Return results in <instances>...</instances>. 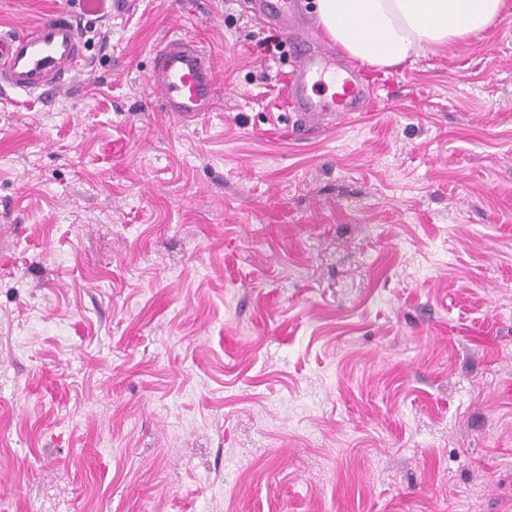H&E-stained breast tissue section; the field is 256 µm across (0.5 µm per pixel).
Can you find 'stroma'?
<instances>
[{
	"label": "stroma",
	"instance_id": "35a3bbf8",
	"mask_svg": "<svg viewBox=\"0 0 512 512\" xmlns=\"http://www.w3.org/2000/svg\"><path fill=\"white\" fill-rule=\"evenodd\" d=\"M247 2L0 0L93 37L0 104V512H512V14L313 132ZM147 85L159 94L166 112L187 122L212 112L220 92L205 51L194 40L175 32L157 46Z\"/></svg>",
	"mask_w": 512,
	"mask_h": 512
}]
</instances>
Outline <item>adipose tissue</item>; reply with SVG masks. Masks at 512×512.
Masks as SVG:
<instances>
[{
	"instance_id": "1",
	"label": "adipose tissue",
	"mask_w": 512,
	"mask_h": 512,
	"mask_svg": "<svg viewBox=\"0 0 512 512\" xmlns=\"http://www.w3.org/2000/svg\"><path fill=\"white\" fill-rule=\"evenodd\" d=\"M337 46L361 63L391 68L411 53L479 35L507 11V0H314Z\"/></svg>"
}]
</instances>
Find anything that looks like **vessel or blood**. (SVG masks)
Returning a JSON list of instances; mask_svg holds the SVG:
<instances>
[{
  "label": "vessel or blood",
  "instance_id": "b4317fda",
  "mask_svg": "<svg viewBox=\"0 0 512 512\" xmlns=\"http://www.w3.org/2000/svg\"><path fill=\"white\" fill-rule=\"evenodd\" d=\"M250 11L256 19L278 22L290 31L298 61L288 89L294 113L305 127L325 124L331 115L309 97L307 80L326 72L335 50L325 44H311L305 31L294 27L295 7L288 0H250ZM84 50L73 16L64 10L22 32H0V86L44 99L47 93L70 86L85 72ZM147 84L158 93L165 111L187 122L210 112L220 92L205 51L194 40L175 32L157 46ZM337 87L332 100L339 113L362 111L368 92L356 63L346 66Z\"/></svg>",
  "mask_w": 512,
  "mask_h": 512
}]
</instances>
